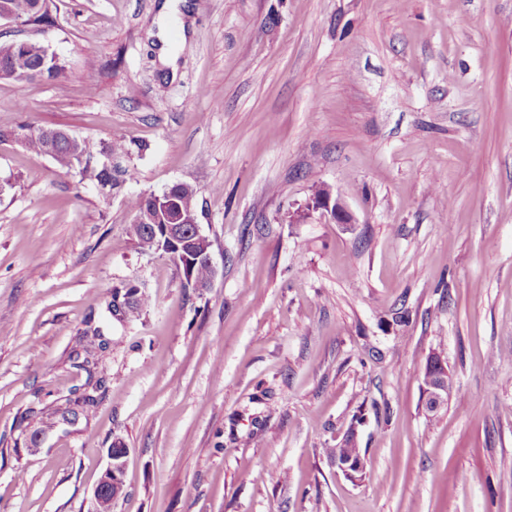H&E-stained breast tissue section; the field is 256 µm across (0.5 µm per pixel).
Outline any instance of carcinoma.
I'll use <instances>...</instances> for the list:
<instances>
[{"label":"carcinoma","mask_w":512,"mask_h":512,"mask_svg":"<svg viewBox=\"0 0 512 512\" xmlns=\"http://www.w3.org/2000/svg\"><path fill=\"white\" fill-rule=\"evenodd\" d=\"M9 12L28 20L43 21L49 16L48 0H0ZM20 63L25 71H34L31 78L47 79L62 84L65 79L64 66L51 58L49 49L40 42L26 41L24 45L17 42L0 44V62L9 66ZM67 132L61 129L40 130L25 137L28 149L38 154H50L56 164L63 170H78L79 173L94 180L103 193L111 195L120 192L124 185L133 179V171L125 165L133 150H144L127 143L122 136L115 135L101 143L95 149L89 144L82 145L85 161H80L71 149L66 138ZM169 199L176 207L177 213L185 216L198 213V190L188 184H177L169 189ZM126 293L135 295V303L129 312H124L116 303L117 296H112L109 307L112 316H127L136 313L150 304V295L139 288L130 287ZM96 405V398L90 392L81 396L65 399V402L49 414L43 427L50 429L60 423H73L81 415L87 414Z\"/></svg>","instance_id":"1"}]
</instances>
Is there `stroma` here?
Wrapping results in <instances>:
<instances>
[{
  "label": "stroma",
  "instance_id": "obj_1",
  "mask_svg": "<svg viewBox=\"0 0 512 512\" xmlns=\"http://www.w3.org/2000/svg\"><path fill=\"white\" fill-rule=\"evenodd\" d=\"M162 2L0 22L66 69L0 80V512H90L112 448L114 512H512V0H182L174 74ZM50 128L147 150L106 197L25 147ZM179 183L203 291L129 232L128 197ZM322 185L350 223L291 220ZM132 285L149 307L113 320ZM92 375L94 411L31 450ZM352 426L355 480L324 454ZM431 379V376L427 378L430 384L426 392L425 407L428 412L434 413L446 400H448L451 378L448 376L447 379L446 377L437 374L433 377V382H431Z\"/></svg>",
  "mask_w": 512,
  "mask_h": 512
}]
</instances>
